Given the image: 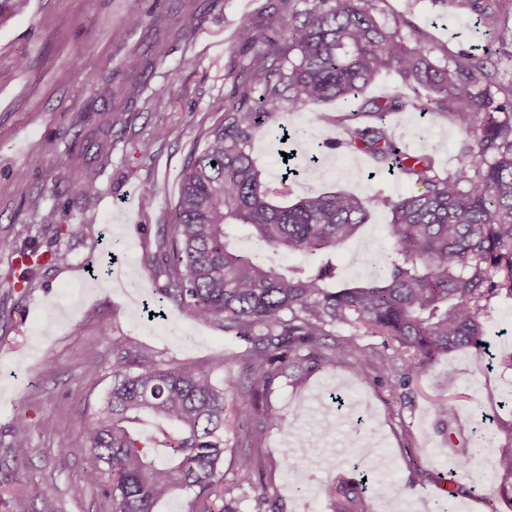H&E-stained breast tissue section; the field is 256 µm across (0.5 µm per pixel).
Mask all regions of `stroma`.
<instances>
[{"instance_id": "1", "label": "stroma", "mask_w": 512, "mask_h": 512, "mask_svg": "<svg viewBox=\"0 0 512 512\" xmlns=\"http://www.w3.org/2000/svg\"><path fill=\"white\" fill-rule=\"evenodd\" d=\"M270 2L219 0L191 40L169 42L148 85L171 84V93L160 103L138 99L124 112L123 124L112 131V161L101 172V193L86 208L76 199L74 175H59L52 159L72 147L93 162L94 140L77 115L103 77L122 70L141 49L153 0H142L136 12L130 0H27L22 11L0 23V238L15 243L0 250V512H38L37 492L47 483L57 488L59 512H100L91 463L65 455L58 439L79 434L84 415L110 386V338L128 337L165 362L223 376L229 348L223 331L174 309L157 320L146 318L142 302L159 283L143 258L170 220L187 162L223 118L219 105L233 91L228 74L246 63L240 36L262 22ZM376 18L386 28L403 19L415 22L430 59L440 66L458 49L490 47L488 66L497 85H512V10L477 27L437 0H381ZM187 57L194 66L183 67ZM310 117L297 109L284 122L298 156L318 153L321 174L307 169L284 178L276 123L255 132L253 155L278 202L314 191H409L401 177L374 173L361 154L317 148L305 135ZM391 125L398 141L433 154L440 172L453 164L462 134L446 117L404 112ZM145 141L151 144L146 153ZM35 198L41 211L31 207ZM47 211L55 223L79 225V232L52 236L41 226ZM390 220L389 212L372 211L339 249L346 283L370 280L362 258L388 253ZM24 250L44 256L62 250L69 260L34 267L35 284L26 288L19 282ZM481 321L489 355L449 353L400 394L345 364L296 384L282 382L270 405L286 427L270 429L264 438L270 463L262 478L278 489L284 512H330L329 487L342 478L359 480L368 448L385 458L393 489L370 483L366 512H428L442 490L435 476L451 471L457 485L450 512H512L499 494L497 464L500 450L512 445V368L498 362L512 354V299L492 303ZM21 413L30 424L29 440L17 448L13 428ZM290 431L310 448L291 468L281 458ZM452 433L484 449V456L458 468L448 455ZM409 447L421 457L422 469L409 463ZM320 454L333 470L312 466Z\"/></svg>"}]
</instances>
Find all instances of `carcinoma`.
Instances as JSON below:
<instances>
[{
	"instance_id": "1",
	"label": "carcinoma",
	"mask_w": 512,
	"mask_h": 512,
	"mask_svg": "<svg viewBox=\"0 0 512 512\" xmlns=\"http://www.w3.org/2000/svg\"><path fill=\"white\" fill-rule=\"evenodd\" d=\"M378 2L280 0L262 29L246 33L248 62L233 78L224 118L188 162L171 221L144 258L145 269L165 278L157 305L220 323L235 343L227 360L241 365L242 375L229 367L217 379L167 365L125 337H112V385L80 435L59 439L63 453L90 461L101 512H154L177 492L188 494V512H236L233 492L245 485L254 492V512H282L279 491L255 479L263 474L261 435L284 427L269 404L282 380L347 362L361 373L377 372L393 389H408L448 353L482 352V311L496 298H512V95L502 102L491 95L495 75L485 55L461 49L439 67L421 45L418 26L380 27ZM443 2L478 26L494 19L500 0ZM167 13L171 22L158 16L151 26L150 49L130 57L118 86L105 76L98 97H140L168 40L193 37L199 0H172ZM381 72L397 75L413 94L365 100L345 116L319 109L329 100L358 99ZM286 103L313 107L309 135L317 146L360 152L423 191L367 198L313 192L275 202L252 141ZM407 111L446 114L457 124L465 138L452 171L442 175L431 156L401 150L385 119ZM119 112L91 107L81 116L94 134L97 166L82 163L72 149L53 158L60 173L79 170L77 195L84 200L101 191ZM340 124L345 138L320 140ZM372 210L392 216L391 249L369 256L374 275L351 286L340 278L336 249ZM243 235L253 248L236 246ZM280 253L299 260L281 268L273 260ZM364 336L381 337V347L360 344ZM231 405L241 453L228 483L224 423ZM498 466L510 479L500 494L512 500V446L501 451ZM329 495L332 512H364L352 481L338 482ZM38 497L40 512H57L54 485H43Z\"/></svg>"
}]
</instances>
